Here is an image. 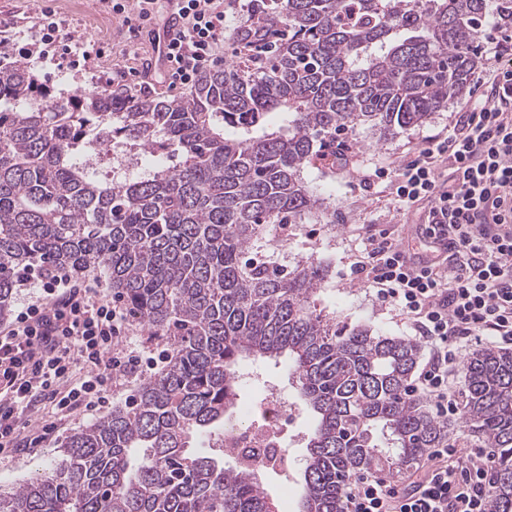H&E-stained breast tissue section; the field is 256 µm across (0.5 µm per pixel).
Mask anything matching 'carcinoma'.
Listing matches in <instances>:
<instances>
[{
	"label": "carcinoma",
	"mask_w": 512,
	"mask_h": 512,
	"mask_svg": "<svg viewBox=\"0 0 512 512\" xmlns=\"http://www.w3.org/2000/svg\"><path fill=\"white\" fill-rule=\"evenodd\" d=\"M491 12L512 17V0H251L239 60L172 99L54 96L24 63L0 66V319L25 266H103L132 315L173 338L163 372L1 494L0 512H270L255 468L195 446L224 429L251 358L284 359L314 415L302 512H343L351 476L447 446L448 423L406 393L419 342L318 312L322 263L280 271L249 254L319 209L303 176L318 144L419 126L465 93ZM110 142L149 154L147 170L97 177L85 150ZM464 395L465 428L493 449L491 512H512V351L471 353Z\"/></svg>",
	"instance_id": "obj_1"
}]
</instances>
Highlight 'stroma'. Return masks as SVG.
I'll use <instances>...</instances> for the list:
<instances>
[{
  "label": "stroma",
  "mask_w": 512,
  "mask_h": 512,
  "mask_svg": "<svg viewBox=\"0 0 512 512\" xmlns=\"http://www.w3.org/2000/svg\"><path fill=\"white\" fill-rule=\"evenodd\" d=\"M47 7L55 10L63 32L75 43L90 44L96 50L87 60L62 54L48 62L28 60L35 79L56 94L71 96L120 87L133 96H181V89L170 87L162 69L150 67L149 38L132 34L124 15L98 7L96 0H0V56L5 53V43L21 46L39 40L38 21ZM481 95V89L472 88L423 125L396 134L385 135L365 125L329 142L304 172L305 179L318 189L322 208L306 223L289 225L284 231L271 227L255 242L254 253L288 271L310 258L320 261L328 272L315 297L317 310L339 322L369 325L385 336L406 335L399 317L375 302L367 290L350 283L346 274L362 237L371 234H387L410 252L428 254V247L419 240L428 206L422 202L400 209L389 194L388 181L373 182L369 176L382 170L397 175L400 164L412 158L428 138L446 137L451 117L462 115ZM101 417L98 410L68 415L58 421L41 447L18 454L0 451V493L45 472L58 461L70 435ZM306 456V448H298L285 473L256 471L257 481L276 502L278 512H298L300 471Z\"/></svg>",
  "instance_id": "1"
}]
</instances>
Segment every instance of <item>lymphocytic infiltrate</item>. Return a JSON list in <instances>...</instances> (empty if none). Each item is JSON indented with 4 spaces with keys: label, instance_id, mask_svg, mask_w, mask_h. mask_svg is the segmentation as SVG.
Segmentation results:
<instances>
[{
    "label": "lymphocytic infiltrate",
    "instance_id": "1",
    "mask_svg": "<svg viewBox=\"0 0 512 512\" xmlns=\"http://www.w3.org/2000/svg\"><path fill=\"white\" fill-rule=\"evenodd\" d=\"M184 30L170 52L171 85L193 83L215 61L224 36L223 0H183ZM480 83L491 94L405 161L391 191L402 207L425 201L440 216L451 264L419 261L388 237L363 239L351 280L374 290L424 343L430 358L409 394L431 399L438 415L456 414L448 375L468 342L512 344V36L504 35ZM450 177H443L442 167ZM491 200L504 203L498 231L477 219ZM0 329V447H39L51 424L21 435L20 420L42 403L68 415L107 403L114 378L139 371L142 358L127 340L126 311L97 285L53 276ZM85 373L72 382L74 364ZM411 486L388 479L348 480L344 512H490V451L432 448Z\"/></svg>",
    "mask_w": 512,
    "mask_h": 512
}]
</instances>
